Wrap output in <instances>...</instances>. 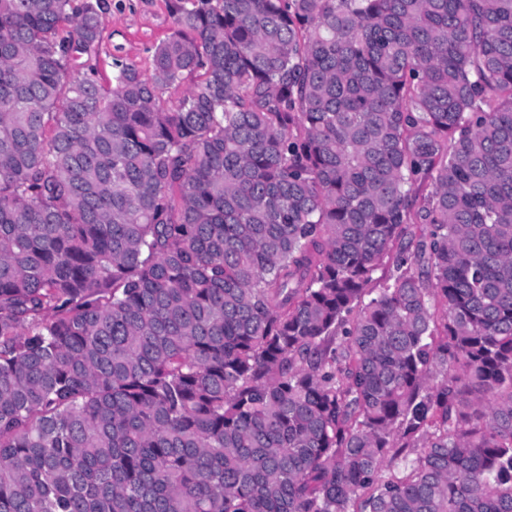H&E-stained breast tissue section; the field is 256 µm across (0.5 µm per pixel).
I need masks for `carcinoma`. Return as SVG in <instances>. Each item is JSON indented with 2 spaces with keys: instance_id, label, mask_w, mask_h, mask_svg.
Here are the masks:
<instances>
[{
  "instance_id": "cac0c4a2",
  "label": "carcinoma",
  "mask_w": 512,
  "mask_h": 512,
  "mask_svg": "<svg viewBox=\"0 0 512 512\" xmlns=\"http://www.w3.org/2000/svg\"><path fill=\"white\" fill-rule=\"evenodd\" d=\"M166 6L0 0V512H512V0ZM100 20L98 76L102 80L112 78L113 56L136 61L148 73L153 47L172 25L165 0H105Z\"/></svg>"
}]
</instances>
